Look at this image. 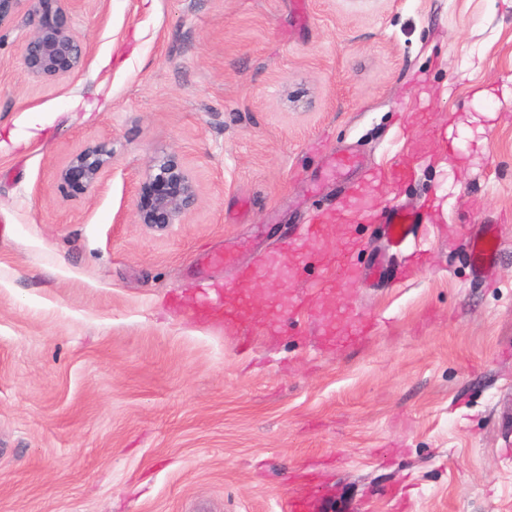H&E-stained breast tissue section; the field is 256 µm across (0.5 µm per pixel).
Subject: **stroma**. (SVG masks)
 <instances>
[{
    "instance_id": "35a3bbf8",
    "label": "stroma",
    "mask_w": 512,
    "mask_h": 512,
    "mask_svg": "<svg viewBox=\"0 0 512 512\" xmlns=\"http://www.w3.org/2000/svg\"><path fill=\"white\" fill-rule=\"evenodd\" d=\"M72 24L85 65L47 83L28 16L0 29V512H282L309 467L315 512H512V0H86ZM100 141L105 182L62 191ZM164 155L197 202L159 228L135 202ZM392 199L427 213L422 266L321 286ZM492 229L486 228L483 231V241L480 244H476L473 241L471 246V267L475 272H479L480 269L488 260L496 258L500 251V243L496 241V236L491 235Z\"/></svg>"
}]
</instances>
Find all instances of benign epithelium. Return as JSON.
<instances>
[{
	"mask_svg": "<svg viewBox=\"0 0 512 512\" xmlns=\"http://www.w3.org/2000/svg\"><path fill=\"white\" fill-rule=\"evenodd\" d=\"M83 0H0V26L18 9L26 8L33 29L25 38L23 67L35 82L62 79L80 70L87 47L72 27L73 12ZM112 149L104 142L88 145L71 156L60 171L61 187L82 192L105 178ZM197 201L194 182L173 156L153 158L139 184L138 223L163 227L177 224Z\"/></svg>",
	"mask_w": 512,
	"mask_h": 512,
	"instance_id": "7a95c632",
	"label": "benign epithelium"
}]
</instances>
